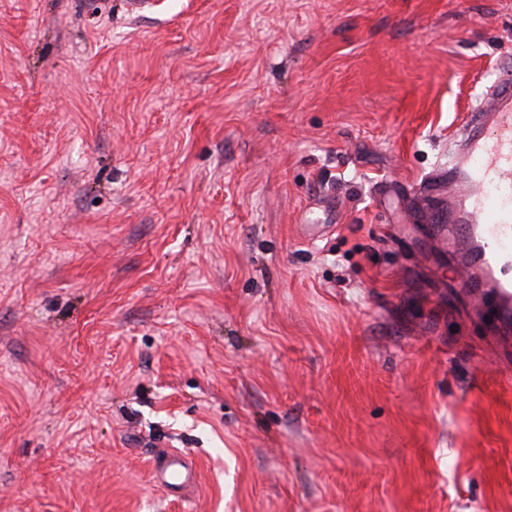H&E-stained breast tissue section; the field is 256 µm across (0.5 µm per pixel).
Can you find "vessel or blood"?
Masks as SVG:
<instances>
[{
	"label": "vessel or blood",
	"mask_w": 512,
	"mask_h": 512,
	"mask_svg": "<svg viewBox=\"0 0 512 512\" xmlns=\"http://www.w3.org/2000/svg\"><path fill=\"white\" fill-rule=\"evenodd\" d=\"M438 197L432 222L447 234L452 265L476 301L493 297L502 319L512 318V69L498 71L473 108L446 174L420 187ZM169 492L194 487L192 462L166 451L156 465Z\"/></svg>",
	"instance_id": "1"
}]
</instances>
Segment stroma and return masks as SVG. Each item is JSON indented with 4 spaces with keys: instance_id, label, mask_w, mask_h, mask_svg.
<instances>
[{
    "instance_id": "stroma-1",
    "label": "stroma",
    "mask_w": 512,
    "mask_h": 512,
    "mask_svg": "<svg viewBox=\"0 0 512 512\" xmlns=\"http://www.w3.org/2000/svg\"><path fill=\"white\" fill-rule=\"evenodd\" d=\"M154 3L0 0V512H512V326L409 201L512 0ZM156 465L160 486L168 492L182 491L197 484L198 477L192 462L168 450Z\"/></svg>"
}]
</instances>
